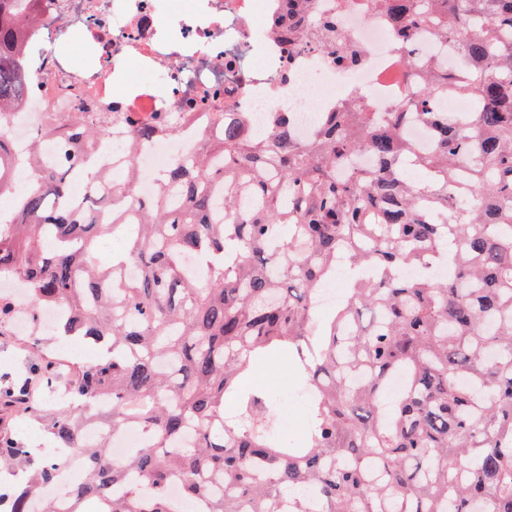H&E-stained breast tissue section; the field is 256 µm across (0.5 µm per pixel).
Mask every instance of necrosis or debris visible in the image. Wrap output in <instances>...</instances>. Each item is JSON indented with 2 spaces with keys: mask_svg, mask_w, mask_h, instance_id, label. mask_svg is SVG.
Returning <instances> with one entry per match:
<instances>
[{
  "mask_svg": "<svg viewBox=\"0 0 512 512\" xmlns=\"http://www.w3.org/2000/svg\"><path fill=\"white\" fill-rule=\"evenodd\" d=\"M278 3L193 0L190 10L176 12L170 0H40L39 20L19 56L29 94L0 121L12 145V190L0 196V222H11L17 196L35 185L38 170L61 163L63 145L48 130L85 103L141 121L188 113V125L133 156L136 201L152 194L157 173L192 149L199 132L214 131V113H247L261 130L268 113L285 112L304 141L321 113L342 111L349 102L367 112L405 111L414 76L376 0H310L318 12L335 14L337 30L358 55L350 67L314 43L289 53L274 31ZM76 43L87 50L79 68L69 55ZM130 60L159 82L126 83Z\"/></svg>",
  "mask_w": 512,
  "mask_h": 512,
  "instance_id": "4bbe7bcc",
  "label": "necrosis or debris"
}]
</instances>
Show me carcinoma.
<instances>
[{"mask_svg": "<svg viewBox=\"0 0 512 512\" xmlns=\"http://www.w3.org/2000/svg\"><path fill=\"white\" fill-rule=\"evenodd\" d=\"M380 2L402 47L425 29L461 37L455 69H422L406 112H327L304 142L284 112L260 136L243 113L226 117L159 175L134 224L98 222L95 198L60 204L70 167L103 177L96 113L49 130L85 149L23 196L0 232V275L21 279L31 312H72L53 340L92 338L112 358L42 355L38 385L66 391L54 412L0 386V466L22 470L0 484L10 512H58L43 488L75 457L67 512H182L173 483L204 512H512V0ZM38 3L0 15V120L25 96L17 57ZM305 4L282 0L288 54L314 26L338 62L356 63ZM450 93L469 111L436 112ZM112 118L130 124L131 155L177 123ZM419 120L432 126L427 148L403 133ZM364 152L374 167H360ZM136 180L131 166L112 176V196ZM116 234L125 252L98 264V242ZM347 263L336 307L317 316L316 295ZM19 314L0 296V336ZM285 350L308 396L300 441L274 431L273 398L241 382ZM23 419L45 423L50 446L12 435ZM86 423L145 441L115 466L107 439L82 441Z\"/></svg>", "mask_w": 512, "mask_h": 512, "instance_id": "1", "label": "carcinoma"}]
</instances>
